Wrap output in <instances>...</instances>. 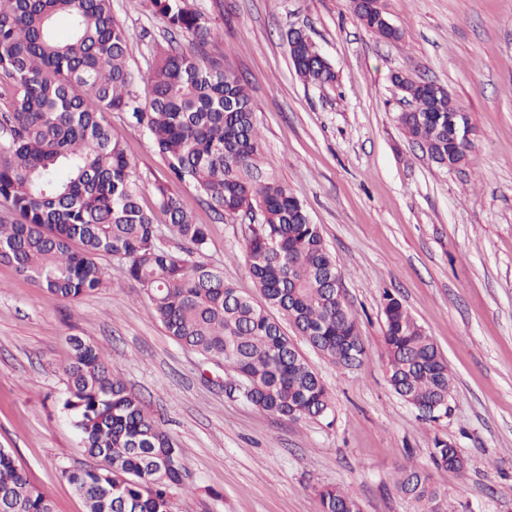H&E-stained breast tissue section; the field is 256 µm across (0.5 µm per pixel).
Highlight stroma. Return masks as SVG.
Returning <instances> with one entry per match:
<instances>
[{
  "label": "stroma",
  "mask_w": 512,
  "mask_h": 512,
  "mask_svg": "<svg viewBox=\"0 0 512 512\" xmlns=\"http://www.w3.org/2000/svg\"><path fill=\"white\" fill-rule=\"evenodd\" d=\"M220 32L211 56L247 84L264 166L301 202L335 256L367 351L356 370L307 343L297 348L332 401L329 419L291 423L225 391L229 368L202 364L165 332L149 302L104 256L108 285L75 302L0 263V447L11 449L55 512H85L59 474L91 459L61 412L69 337L105 347L112 367L185 450L192 493L176 512H321L318 493L345 487L361 512H413L397 490L406 466L433 471L435 439L464 458L437 478L450 512H512V0H382L400 30L369 32L350 0H189ZM133 46L141 98L164 24L150 0H112ZM301 28L336 72L304 84L287 32ZM444 86L468 113L465 162L449 169L410 140L392 77ZM112 125L144 186L167 167L146 130ZM208 224L205 260L260 298L248 268V224L208 210L193 185L172 184ZM399 298L454 376L446 417L422 419L390 386L384 296Z\"/></svg>",
  "instance_id": "35a3bbf8"
}]
</instances>
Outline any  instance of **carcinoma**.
Segmentation results:
<instances>
[{"label": "carcinoma", "instance_id": "carcinoma-1", "mask_svg": "<svg viewBox=\"0 0 512 512\" xmlns=\"http://www.w3.org/2000/svg\"><path fill=\"white\" fill-rule=\"evenodd\" d=\"M112 0H0V262L36 287L76 301L106 285L98 258L124 264V276L153 307L166 333L206 362L234 372L250 403L291 422L326 419L327 391L294 341L268 309L279 311L309 346L333 363L357 368L366 358L358 325L336 302L339 272L319 226L262 163L252 100L242 81L207 52L216 36L187 0H152L166 24L167 46L154 51L142 102L128 67L132 47L112 15ZM363 25L380 36L375 0H361ZM298 76L325 86L336 72L307 36L288 37ZM412 111L398 122L436 163L460 150L435 116L457 104L446 91L407 87ZM127 114L144 127L172 178L189 183L209 209L233 223L259 214L245 250L264 303L224 281L203 256L208 225L186 211L165 184L154 186L157 209L185 242L184 254L158 244L154 213L140 204L134 178L110 116ZM384 358L393 390L424 419L449 396L448 363L403 303L386 296ZM71 357L63 409L93 465L64 466L61 476L86 512H174V494L187 491L182 449L140 397L112 370L104 347L69 338ZM457 449L435 441V469L455 477ZM415 512L443 502L432 475L406 467L397 482ZM321 512H360L345 489L327 486ZM0 512H54L13 453L0 448Z\"/></svg>", "mask_w": 512, "mask_h": 512}]
</instances>
